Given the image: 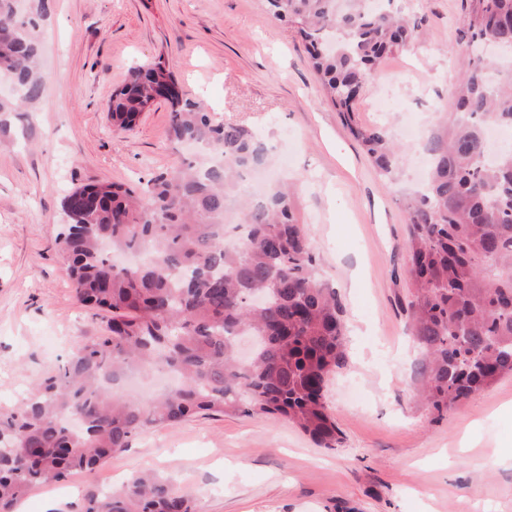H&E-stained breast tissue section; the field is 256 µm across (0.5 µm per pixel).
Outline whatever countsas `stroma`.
Listing matches in <instances>:
<instances>
[{
  "label": "stroma",
  "instance_id": "1",
  "mask_svg": "<svg viewBox=\"0 0 512 512\" xmlns=\"http://www.w3.org/2000/svg\"><path fill=\"white\" fill-rule=\"evenodd\" d=\"M417 29L382 60L352 119L325 95L307 44L266 0H48L36 23L48 88L0 112V406L18 403L105 315L75 298L55 240L74 186H135L188 156L159 102L127 131L109 104L136 64L164 57L182 96L264 139L295 189L318 269L344 310L348 365L325 389L340 431L322 448L270 416L197 417L138 435L96 472L33 489L20 512H80L88 491L150 470L201 512H512V376L436 417L416 398L405 311L406 197L422 134L452 109L467 40L463 0H391ZM388 128L400 148L381 176L350 124Z\"/></svg>",
  "mask_w": 512,
  "mask_h": 512
}]
</instances>
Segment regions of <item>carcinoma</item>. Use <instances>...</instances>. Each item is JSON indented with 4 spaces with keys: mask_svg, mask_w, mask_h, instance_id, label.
<instances>
[{
    "mask_svg": "<svg viewBox=\"0 0 512 512\" xmlns=\"http://www.w3.org/2000/svg\"><path fill=\"white\" fill-rule=\"evenodd\" d=\"M278 19L310 42V65L341 112L385 55L406 48L414 26L370 0H268ZM475 45L508 44L506 62L462 61L455 112L425 140L429 172L406 201L405 250L412 280L410 330L422 359L420 397L441 414L512 375V145L487 163L486 129L512 127V0H470L462 18ZM32 20L16 0H0V74L20 107L47 80L38 70ZM175 83L163 58L131 68L112 94L121 130ZM179 142L204 143L223 158L191 161L143 188L96 182L62 200L69 221L58 237L75 296L112 314L102 334L77 347L18 406L0 408V512L40 484L91 473L154 427L198 414L276 415L317 445L339 442L325 398L331 374L347 362L343 309L322 279L288 188L241 204L243 243L224 247L218 230L229 195L245 172L264 166L266 141L180 95L169 100ZM379 173L391 177L397 145L383 127H351ZM151 255L117 267L104 252ZM261 291L266 301L249 302ZM166 369L175 389L143 401L105 388L130 374ZM81 512H199L196 500L148 473L118 490L90 492Z\"/></svg>",
    "mask_w": 512,
    "mask_h": 512,
    "instance_id": "1",
    "label": "carcinoma"
}]
</instances>
